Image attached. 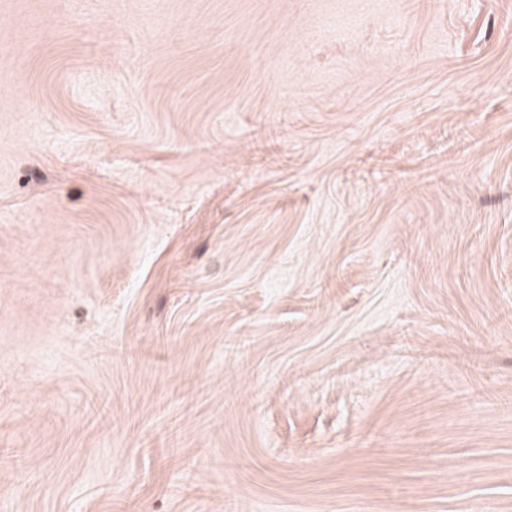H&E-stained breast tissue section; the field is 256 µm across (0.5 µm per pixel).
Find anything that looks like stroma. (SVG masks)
I'll return each instance as SVG.
<instances>
[{
	"mask_svg": "<svg viewBox=\"0 0 512 512\" xmlns=\"http://www.w3.org/2000/svg\"><path fill=\"white\" fill-rule=\"evenodd\" d=\"M0 512H512V0H0Z\"/></svg>",
	"mask_w": 512,
	"mask_h": 512,
	"instance_id": "35a3bbf8",
	"label": "stroma"
}]
</instances>
